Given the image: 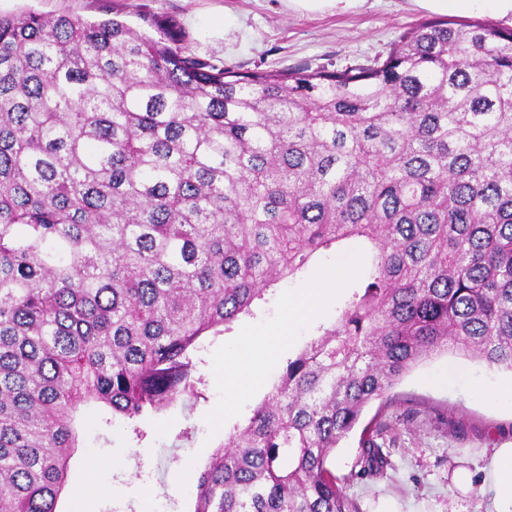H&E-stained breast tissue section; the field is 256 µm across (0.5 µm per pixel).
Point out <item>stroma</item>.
<instances>
[{"label": "stroma", "mask_w": 512, "mask_h": 512, "mask_svg": "<svg viewBox=\"0 0 512 512\" xmlns=\"http://www.w3.org/2000/svg\"><path fill=\"white\" fill-rule=\"evenodd\" d=\"M26 11L87 20L110 11L134 27L141 15L156 14L182 30L185 54L238 72L367 64L386 56L406 29L431 18L412 0H366L352 12L304 15L288 12L280 0H0L1 15ZM223 14L231 17L230 26L206 28L207 19ZM364 257L358 241L345 242L305 273L271 288L230 331L202 337L194 353L203 376L198 399H177L132 423L114 419L101 406L81 408L79 446L57 512H70L82 501L91 512H194L192 476L234 428L247 424L275 381L272 374L253 390L226 395L224 368L244 355V337L277 328L289 304L306 301L273 364L275 371L282 369L318 327L332 323L338 285L362 268ZM318 285L322 293L311 297ZM450 367L455 376L438 381ZM510 387V371L451 353L434 356L391 390L388 407L374 402L364 412V420L375 417L383 424L376 439L382 467L357 475L362 450L355 431L337 446L332 470L360 512H381L387 504L395 512H486L483 469L493 449L512 445V402L495 393ZM89 456L103 461L104 470L85 466Z\"/></svg>", "instance_id": "35a3bbf8"}]
</instances>
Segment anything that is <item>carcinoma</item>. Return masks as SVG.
<instances>
[{
  "label": "carcinoma",
  "instance_id": "carcinoma-1",
  "mask_svg": "<svg viewBox=\"0 0 512 512\" xmlns=\"http://www.w3.org/2000/svg\"><path fill=\"white\" fill-rule=\"evenodd\" d=\"M118 20L0 15V512H56L97 403L197 397L198 340L347 240L336 320L197 478L195 512H358L331 455L445 351L512 372V29L239 73ZM361 431V470L383 463Z\"/></svg>",
  "mask_w": 512,
  "mask_h": 512
}]
</instances>
